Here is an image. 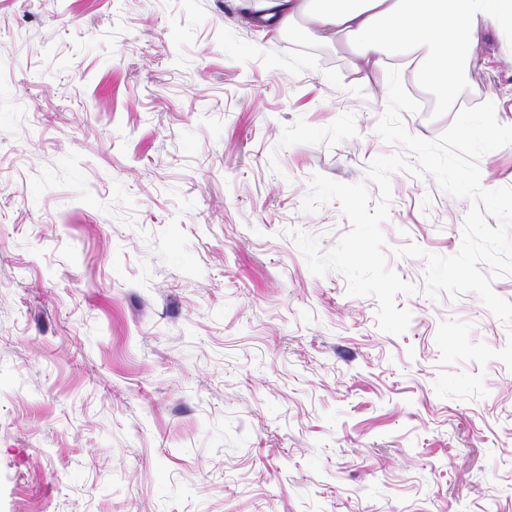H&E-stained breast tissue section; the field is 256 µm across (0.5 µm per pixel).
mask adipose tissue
<instances>
[{
    "label": "adipose tissue",
    "mask_w": 512,
    "mask_h": 512,
    "mask_svg": "<svg viewBox=\"0 0 512 512\" xmlns=\"http://www.w3.org/2000/svg\"><path fill=\"white\" fill-rule=\"evenodd\" d=\"M272 8L275 31L307 15L320 31L351 35L365 66L387 76L391 98L400 93L391 59H410L426 84L443 86L449 62L472 59L475 25L512 30V0H273Z\"/></svg>",
    "instance_id": "ef3b65f1"
}]
</instances>
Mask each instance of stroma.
<instances>
[{
    "label": "stroma",
    "instance_id": "1",
    "mask_svg": "<svg viewBox=\"0 0 512 512\" xmlns=\"http://www.w3.org/2000/svg\"><path fill=\"white\" fill-rule=\"evenodd\" d=\"M256 0H0V512H512V372L440 362L441 322L502 349L480 297L411 322L313 274L338 203L392 153L388 99L340 35L268 37ZM474 98L512 97V34L480 27ZM447 102L403 113L438 137ZM388 247L456 254L470 203L391 173ZM485 397H438L445 371Z\"/></svg>",
    "mask_w": 512,
    "mask_h": 512
}]
</instances>
